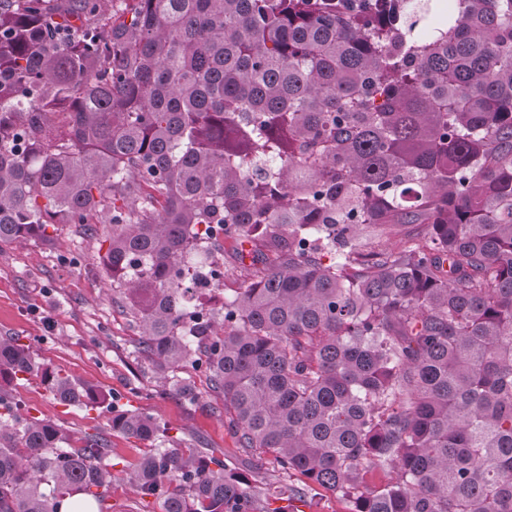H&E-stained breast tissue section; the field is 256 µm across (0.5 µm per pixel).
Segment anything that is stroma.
<instances>
[{
    "label": "stroma",
    "instance_id": "obj_1",
    "mask_svg": "<svg viewBox=\"0 0 512 512\" xmlns=\"http://www.w3.org/2000/svg\"><path fill=\"white\" fill-rule=\"evenodd\" d=\"M48 241L0 244V336H16L39 361L76 381L108 392L113 409L78 408L55 399L38 379L12 384L22 411L64 426L75 435L103 437L112 460L126 467L147 454L148 444L115 433L113 410L145 411L166 430V447L208 448L232 461L261 492L302 485L270 460L241 448L224 422V405L203 373L183 368L179 379L198 392L189 402L175 390L161 392L151 363L138 351L135 315L113 294L99 264V234L71 224L48 228Z\"/></svg>",
    "mask_w": 512,
    "mask_h": 512
}]
</instances>
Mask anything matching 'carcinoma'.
Returning <instances> with one entry per match:
<instances>
[{
    "label": "carcinoma",
    "instance_id": "1",
    "mask_svg": "<svg viewBox=\"0 0 512 512\" xmlns=\"http://www.w3.org/2000/svg\"><path fill=\"white\" fill-rule=\"evenodd\" d=\"M122 5H116V2ZM105 224L99 260L159 376L201 370L241 447L349 512H512V0H0V244ZM272 257L192 315L220 249ZM428 224L424 244L357 248ZM0 336V512H98L112 450L17 410ZM153 444L155 417L112 414ZM387 483L359 489L363 471ZM160 512H257L231 463L154 448ZM280 506H274V503Z\"/></svg>",
    "mask_w": 512,
    "mask_h": 512
}]
</instances>
